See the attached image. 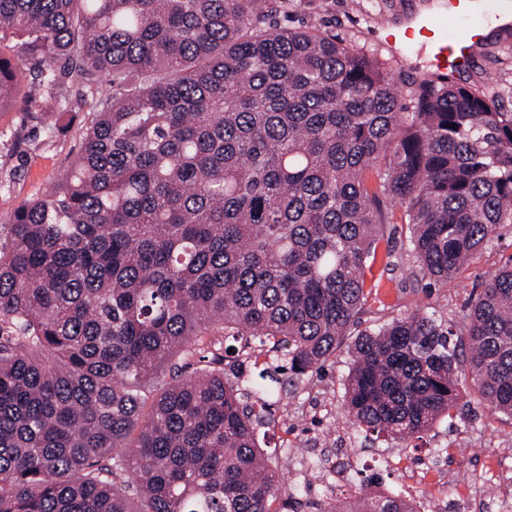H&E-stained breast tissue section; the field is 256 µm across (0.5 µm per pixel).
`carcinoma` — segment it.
I'll list each match as a JSON object with an SVG mask.
<instances>
[{
	"instance_id": "carcinoma-1",
	"label": "carcinoma",
	"mask_w": 512,
	"mask_h": 512,
	"mask_svg": "<svg viewBox=\"0 0 512 512\" xmlns=\"http://www.w3.org/2000/svg\"><path fill=\"white\" fill-rule=\"evenodd\" d=\"M288 0H0V110L32 76L97 99L67 172L0 225V512H271L282 476L211 329L299 379L352 339L351 427L423 438L463 399L512 416V254L448 321L359 328L365 268L404 206L411 269L444 286L512 224V102L386 67ZM172 382L143 413L140 388ZM411 512L398 495L352 510Z\"/></svg>"
}]
</instances>
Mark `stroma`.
I'll return each instance as SVG.
<instances>
[{"instance_id": "35a3bbf8", "label": "stroma", "mask_w": 512, "mask_h": 512, "mask_svg": "<svg viewBox=\"0 0 512 512\" xmlns=\"http://www.w3.org/2000/svg\"><path fill=\"white\" fill-rule=\"evenodd\" d=\"M430 0H290L282 21L291 26H316L339 35L351 48L386 63L395 77H420L431 62L430 48L408 42L404 25L424 15ZM358 15L361 27L349 19ZM397 37V52L383 44L387 32ZM487 52L476 57L464 76L467 84L487 94L512 92V28L492 29ZM61 93L75 119L57 136L48 135L46 117L33 102V90L0 111V225L20 203L41 197L77 156L87 126L94 117L93 101L76 74L61 79ZM379 252H392L398 264L376 260L366 271L375 284L361 313L363 326L375 327L403 312L420 309L457 318L469 294L480 289L501 256L512 254V228L503 227L487 252L472 264L464 279L444 288H430L425 278L407 270V225H387ZM351 365L346 350H338L324 372L283 386L271 408V423L260 436L269 463L280 471L289 493L273 502L274 512H312L313 503L327 497L346 498L379 477L382 493L417 499H436L450 485L474 491L486 500L498 497L505 478H512V417L482 405L462 410L460 416L436 421L419 447H404L387 437L367 438L348 424L344 410V383ZM442 455L439 477L418 481L413 467L420 460Z\"/></svg>"}]
</instances>
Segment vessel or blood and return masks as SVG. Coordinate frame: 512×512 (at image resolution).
<instances>
[{
  "instance_id": "1",
  "label": "vessel or blood",
  "mask_w": 512,
  "mask_h": 512,
  "mask_svg": "<svg viewBox=\"0 0 512 512\" xmlns=\"http://www.w3.org/2000/svg\"><path fill=\"white\" fill-rule=\"evenodd\" d=\"M504 13L512 14V0H484L480 16L472 13L468 0H445L442 12L418 28L430 42L438 72L450 74L466 66L481 37L483 16Z\"/></svg>"
}]
</instances>
